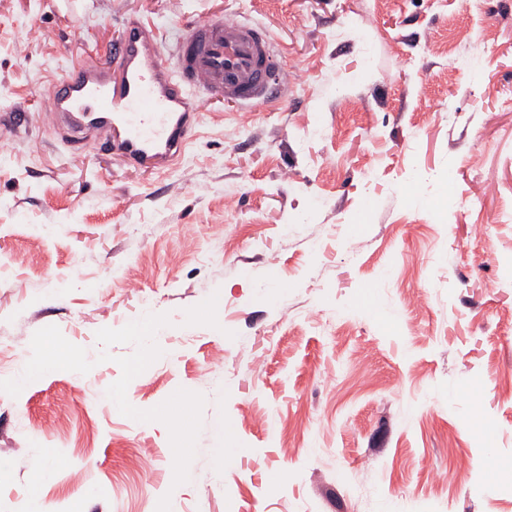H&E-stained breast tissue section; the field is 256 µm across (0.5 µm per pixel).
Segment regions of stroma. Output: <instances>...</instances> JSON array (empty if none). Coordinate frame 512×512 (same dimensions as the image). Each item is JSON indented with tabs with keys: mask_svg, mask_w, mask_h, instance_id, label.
I'll return each mask as SVG.
<instances>
[{
	"mask_svg": "<svg viewBox=\"0 0 512 512\" xmlns=\"http://www.w3.org/2000/svg\"><path fill=\"white\" fill-rule=\"evenodd\" d=\"M226 13L280 105L202 99L152 167L53 125L129 20ZM506 98L512 0H0V512H512Z\"/></svg>",
	"mask_w": 512,
	"mask_h": 512,
	"instance_id": "1",
	"label": "stroma"
}]
</instances>
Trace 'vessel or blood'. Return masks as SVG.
<instances>
[{
  "mask_svg": "<svg viewBox=\"0 0 512 512\" xmlns=\"http://www.w3.org/2000/svg\"><path fill=\"white\" fill-rule=\"evenodd\" d=\"M160 30L128 23L108 53L73 62L44 98L75 144L106 143L132 163L179 158L199 115L196 95L233 102L240 111L279 104L288 63L271 34L237 15L209 16L188 27L172 53Z\"/></svg>",
  "mask_w": 512,
  "mask_h": 512,
  "instance_id": "obj_1",
  "label": "vessel or blood"
}]
</instances>
